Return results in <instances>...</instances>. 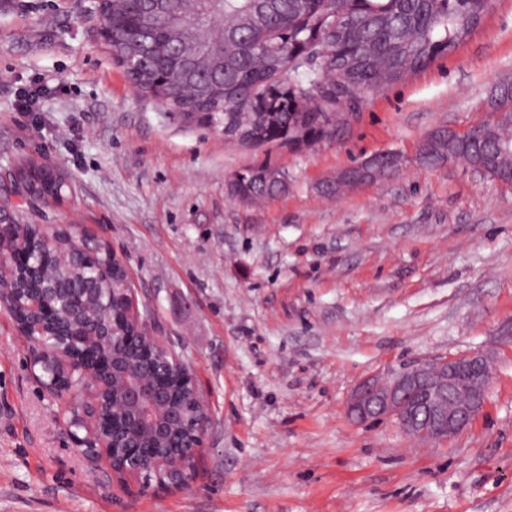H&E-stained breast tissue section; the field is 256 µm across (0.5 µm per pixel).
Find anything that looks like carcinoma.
<instances>
[{"label":"carcinoma","mask_w":512,"mask_h":512,"mask_svg":"<svg viewBox=\"0 0 512 512\" xmlns=\"http://www.w3.org/2000/svg\"><path fill=\"white\" fill-rule=\"evenodd\" d=\"M490 0H166L169 18L203 20L180 38L197 50V71L182 77L184 65L171 54V27L149 34L142 25L141 0H107L103 25L110 27L107 49L140 51L143 65L127 73L133 87L186 120L208 117L226 129L225 138L253 146L274 141L308 145L333 135L330 116L358 112L372 95L427 67L459 45L465 28L483 20ZM336 32L323 35L330 22ZM495 118L476 135L446 128L431 132L418 147L424 167L449 161L481 165L487 176L512 182V83L503 82L488 101ZM400 154L376 157L365 178L391 176ZM29 202L42 209L56 204L67 188L63 178L28 158L9 175ZM282 173L260 166L239 174L232 195L249 202L285 191ZM44 224L30 225L25 246L40 255ZM18 288H53L49 300L65 319L104 318L91 300L107 301V286L90 279V265H70L67 278L41 283L25 271H6Z\"/></svg>","instance_id":"carcinoma-1"}]
</instances>
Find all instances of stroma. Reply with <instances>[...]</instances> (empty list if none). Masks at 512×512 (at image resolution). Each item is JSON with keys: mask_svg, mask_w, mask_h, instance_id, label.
I'll return each instance as SVG.
<instances>
[{"mask_svg": "<svg viewBox=\"0 0 512 512\" xmlns=\"http://www.w3.org/2000/svg\"><path fill=\"white\" fill-rule=\"evenodd\" d=\"M87 0H0V172L32 157L71 186L43 221L82 228L127 264L140 306L206 394L209 440L179 490L121 489L73 446L79 388L48 394L0 307V512H512V185L460 162L421 166L440 127L490 119L512 80V0H491L450 54L366 101L332 141L225 139L139 95ZM38 90L37 111L16 105ZM393 176L330 198L363 159ZM266 165L284 192L230 193ZM483 352V411L440 443L357 423L364 378ZM370 157L360 164V169L365 170L369 167L364 177L369 182H374L378 179L394 175L401 164L400 154L397 152H385L376 157ZM373 163V164H372Z\"/></svg>", "mask_w": 512, "mask_h": 512, "instance_id": "35a3bbf8", "label": "stroma"}]
</instances>
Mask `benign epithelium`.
Listing matches in <instances>:
<instances>
[{
	"label": "benign epithelium",
	"mask_w": 512,
	"mask_h": 512,
	"mask_svg": "<svg viewBox=\"0 0 512 512\" xmlns=\"http://www.w3.org/2000/svg\"><path fill=\"white\" fill-rule=\"evenodd\" d=\"M90 254L83 243L62 255L48 249L44 261L60 271L71 264L74 256ZM0 260L16 269H33L28 250L21 246L8 249ZM18 303L43 322L55 318V310L45 302L41 288L29 290ZM120 317L137 324L136 334L123 341L135 346L140 358L155 360L157 350L168 349L152 329L151 321L140 314L135 296H130ZM57 336L59 341L51 354L54 377L44 389L53 395L62 393L75 372L86 380L80 412L69 422L73 444L111 466L113 449H123L120 470H112L114 474L137 476L174 467L179 471L177 479H159L157 484H186L200 465L201 449L207 447L209 423L202 393L186 363L177 355L172 364L162 362L154 385L146 389L138 381L137 365L111 351L110 324H105L94 340L87 338V329L76 321L61 325ZM174 367L190 377L199 411L188 442L180 439L184 420L169 391ZM491 383L489 357L484 353L434 357L411 369L393 372L385 381L376 375L364 379L354 388L347 413L358 421L391 419L409 436L440 442L459 434L481 413ZM449 400L456 405L447 410L445 403Z\"/></svg>",
	"instance_id": "benign-epithelium-1"
}]
</instances>
